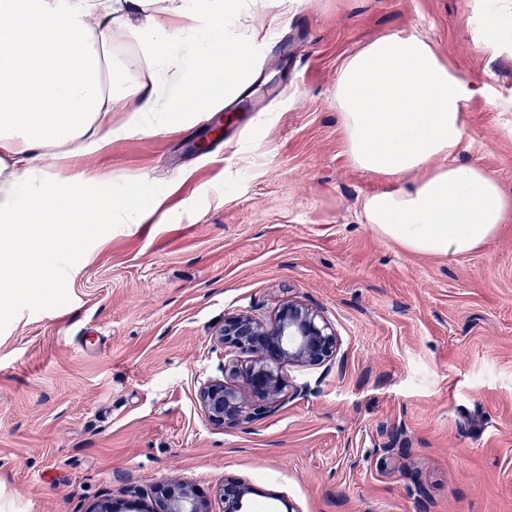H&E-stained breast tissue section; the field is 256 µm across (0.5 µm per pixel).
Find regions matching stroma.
<instances>
[{"mask_svg":"<svg viewBox=\"0 0 512 512\" xmlns=\"http://www.w3.org/2000/svg\"><path fill=\"white\" fill-rule=\"evenodd\" d=\"M472 5L296 0L287 53L224 102L222 142L195 115L84 165L88 198L168 197L140 224L80 216L39 263L0 269V512H154L171 482L223 512L228 478L256 487L252 512H418L419 483L427 512H512V222L463 256L378 236L360 205L379 184L351 166L334 99L345 55L429 36L471 91L454 162L512 195V49L477 48ZM290 298L335 326L341 364L289 369L311 392L274 416L211 426L214 331Z\"/></svg>","mask_w":512,"mask_h":512,"instance_id":"35a3bbf8","label":"stroma"}]
</instances>
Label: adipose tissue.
<instances>
[{
	"instance_id": "adipose-tissue-1",
	"label": "adipose tissue",
	"mask_w": 512,
	"mask_h": 512,
	"mask_svg": "<svg viewBox=\"0 0 512 512\" xmlns=\"http://www.w3.org/2000/svg\"><path fill=\"white\" fill-rule=\"evenodd\" d=\"M0 0V241L37 257L43 231L79 212L133 222L123 199L89 201L80 160L114 140L154 135L197 111L204 94L237 93L243 58L279 29L288 0ZM132 36L145 80L125 85L112 63ZM483 48L512 45V0H495ZM334 98L353 167L382 181L361 203L365 223L407 252L471 254L512 221L497 178L452 162L465 129L467 86L422 34L374 39L340 66ZM127 113L113 125L112 114ZM72 174L41 190L48 166ZM25 228H14L17 214Z\"/></svg>"
}]
</instances>
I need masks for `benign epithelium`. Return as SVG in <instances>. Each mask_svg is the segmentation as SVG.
Returning <instances> with one entry per match:
<instances>
[{"label":"benign epithelium","mask_w":512,"mask_h":512,"mask_svg":"<svg viewBox=\"0 0 512 512\" xmlns=\"http://www.w3.org/2000/svg\"><path fill=\"white\" fill-rule=\"evenodd\" d=\"M224 352L250 357L244 380L235 381L238 369L224 366V378L203 382L197 393L207 421L218 428L260 421L277 414L289 401L311 393L307 385L295 387L286 369L333 364L340 352L336 329L322 312L298 299H290L273 320L262 322L242 311L224 319L213 335ZM158 512H209L208 501L184 483L161 487ZM253 485L230 478L216 490L224 512H245Z\"/></svg>","instance_id":"1"}]
</instances>
